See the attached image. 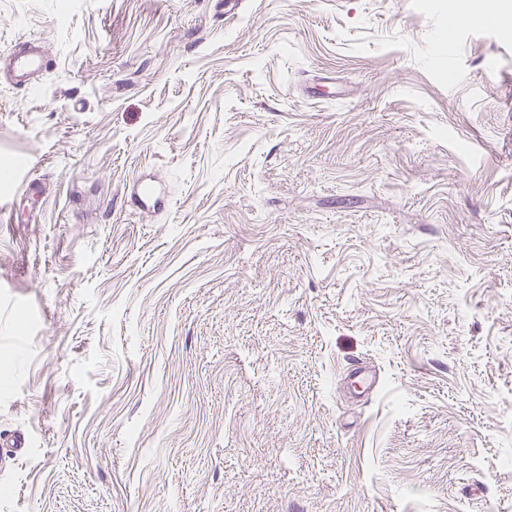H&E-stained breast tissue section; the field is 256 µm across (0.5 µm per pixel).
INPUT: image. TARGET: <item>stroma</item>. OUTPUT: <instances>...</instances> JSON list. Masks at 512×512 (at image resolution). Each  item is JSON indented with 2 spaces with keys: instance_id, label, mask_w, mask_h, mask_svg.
<instances>
[{
  "instance_id": "stroma-1",
  "label": "stroma",
  "mask_w": 512,
  "mask_h": 512,
  "mask_svg": "<svg viewBox=\"0 0 512 512\" xmlns=\"http://www.w3.org/2000/svg\"><path fill=\"white\" fill-rule=\"evenodd\" d=\"M451 5L0 0V512H512V22ZM6 70L17 83L31 87L39 82L48 69V62L41 46L31 41H23L17 51L1 58Z\"/></svg>"
}]
</instances>
